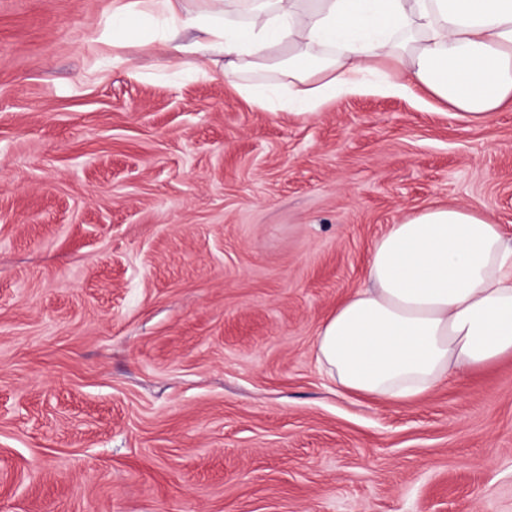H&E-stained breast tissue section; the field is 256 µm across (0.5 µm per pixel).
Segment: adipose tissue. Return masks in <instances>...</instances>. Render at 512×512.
Returning a JSON list of instances; mask_svg holds the SVG:
<instances>
[{
  "mask_svg": "<svg viewBox=\"0 0 512 512\" xmlns=\"http://www.w3.org/2000/svg\"><path fill=\"white\" fill-rule=\"evenodd\" d=\"M101 41L203 76L220 64L254 105L301 118L371 82L418 87L467 122L512 108V0H113ZM281 45L283 79L254 82ZM315 354L339 388L403 402L512 355V240L470 206L389 225Z\"/></svg>",
  "mask_w": 512,
  "mask_h": 512,
  "instance_id": "1",
  "label": "adipose tissue"
}]
</instances>
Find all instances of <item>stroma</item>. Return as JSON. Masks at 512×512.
<instances>
[{"label":"stroma","instance_id":"1","mask_svg":"<svg viewBox=\"0 0 512 512\" xmlns=\"http://www.w3.org/2000/svg\"><path fill=\"white\" fill-rule=\"evenodd\" d=\"M111 4L0 0V512H512V356L398 403L314 355L389 225L512 237V111L100 69Z\"/></svg>","mask_w":512,"mask_h":512}]
</instances>
